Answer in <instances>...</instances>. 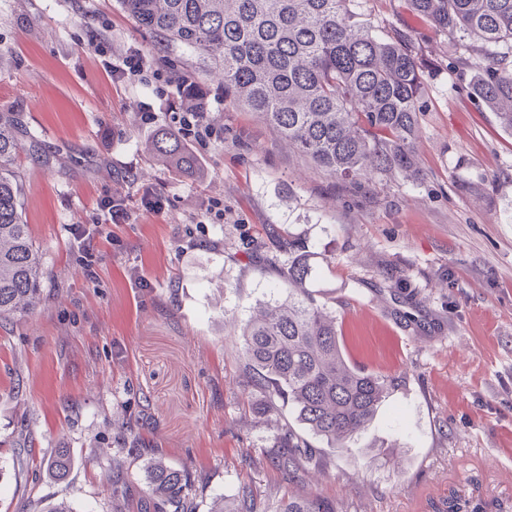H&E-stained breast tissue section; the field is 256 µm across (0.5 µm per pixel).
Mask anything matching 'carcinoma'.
I'll use <instances>...</instances> for the list:
<instances>
[{
  "label": "carcinoma",
  "mask_w": 512,
  "mask_h": 512,
  "mask_svg": "<svg viewBox=\"0 0 512 512\" xmlns=\"http://www.w3.org/2000/svg\"><path fill=\"white\" fill-rule=\"evenodd\" d=\"M145 32L224 70V101L258 114L288 146L334 178L359 184L376 175L415 180L414 147L427 62L405 31L359 22L355 0H117ZM410 11L446 37L512 49V0H407ZM473 95L512 134V56L483 67ZM23 150L14 119L0 115V320L27 314L41 301L46 271L22 220L15 162ZM152 153L187 179L197 159L182 136L164 131ZM266 238L288 255L286 273L269 284L241 328L252 383L273 410L288 398L297 422L330 448L366 433L402 379L369 373L343 351L336 311L312 291L317 253L287 228ZM276 465L293 467L312 446L293 430L280 441ZM195 480L153 464L148 507L194 512ZM446 512H479L480 504L451 494ZM210 512H254L250 496L219 498ZM279 512H333L319 500L290 497Z\"/></svg>",
  "instance_id": "1"
}]
</instances>
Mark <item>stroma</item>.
Returning a JSON list of instances; mask_svg holds the SVG:
<instances>
[{
    "label": "stroma",
    "mask_w": 512,
    "mask_h": 512,
    "mask_svg": "<svg viewBox=\"0 0 512 512\" xmlns=\"http://www.w3.org/2000/svg\"><path fill=\"white\" fill-rule=\"evenodd\" d=\"M356 12L410 32L429 63L416 182L335 185L225 103L221 68L141 31L117 0H0V113L41 141L16 169L48 271L41 304L0 323V512L60 500L141 512L159 457L195 477V512L245 488L255 512L290 494L333 512H433L453 492L488 512L512 507V134L473 96L460 41L404 0H358ZM132 49L146 66L116 78ZM184 77L221 131L195 147L197 182L144 149L174 127ZM150 189L164 213L143 206ZM112 198L128 220L103 223ZM268 224L331 258L318 291L349 360L403 380L350 447L315 441L320 474L273 464L295 423L286 402L250 407L263 393L247 383L239 333L278 275ZM82 231L97 254L91 282ZM62 449L59 479L47 463Z\"/></svg>",
    "instance_id": "stroma-1"
}]
</instances>
